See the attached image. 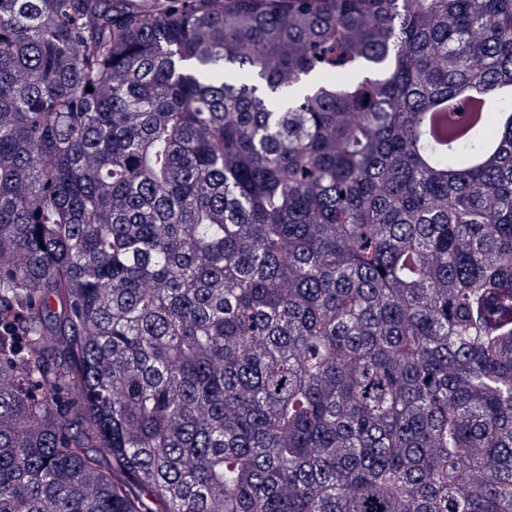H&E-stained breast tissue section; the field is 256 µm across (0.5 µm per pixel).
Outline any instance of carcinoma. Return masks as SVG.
<instances>
[{
    "mask_svg": "<svg viewBox=\"0 0 512 512\" xmlns=\"http://www.w3.org/2000/svg\"><path fill=\"white\" fill-rule=\"evenodd\" d=\"M511 85L512 0H0V512H512Z\"/></svg>",
    "mask_w": 512,
    "mask_h": 512,
    "instance_id": "1",
    "label": "carcinoma"
}]
</instances>
